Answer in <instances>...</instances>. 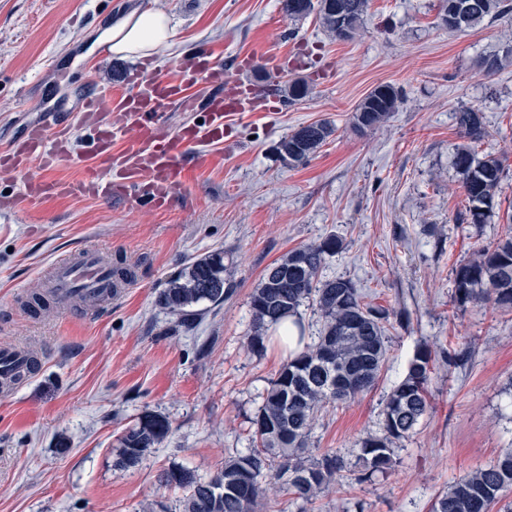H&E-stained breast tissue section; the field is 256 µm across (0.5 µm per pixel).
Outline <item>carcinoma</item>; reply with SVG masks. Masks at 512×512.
I'll return each instance as SVG.
<instances>
[{
    "label": "carcinoma",
    "instance_id": "carcinoma-1",
    "mask_svg": "<svg viewBox=\"0 0 512 512\" xmlns=\"http://www.w3.org/2000/svg\"><path fill=\"white\" fill-rule=\"evenodd\" d=\"M367 6L368 0H283L288 18L314 13L340 40L358 33ZM510 13L508 0H441L439 19L449 30H463ZM400 102L401 93L394 86H376L353 113L354 127L368 130L382 126ZM456 122L469 140L457 146L452 157L466 199L461 216L464 222L479 227L499 206L497 192L504 166L500 158L476 150L486 135L480 109L469 107L457 112ZM333 134L334 128L325 121L302 125L281 138L277 151L288 164H303ZM341 249L342 240L331 234L289 251L262 274L250 297L252 331L247 347L254 353L264 351L269 331L292 318L300 350L287 357L270 381L251 420L250 448L224 459L210 475L183 466L161 474L164 488L183 492L179 512H255L273 481L283 492L311 504L342 477L344 462L332 452L317 461L306 460L312 424L327 405L351 401L375 385L386 361L387 324L392 317L399 324L407 317L370 305L350 279L321 277L326 257ZM227 270L222 249L192 259L168 279L156 303L179 326L193 327L210 310L224 304L230 293L224 276ZM453 274L457 308L484 302L511 309L512 232L480 247L475 257L456 266ZM307 303L322 319L317 335L310 338L300 318V308ZM433 360L426 344L414 351L404 377L385 400L383 433L358 441L360 469L348 474L349 479L361 482L393 468L395 445L410 437L429 412ZM170 432L166 417L143 411L119 439L116 466H138ZM511 488L510 449L490 464L461 476L436 496L431 512H512V504L503 502L504 492Z\"/></svg>",
    "mask_w": 512,
    "mask_h": 512
}]
</instances>
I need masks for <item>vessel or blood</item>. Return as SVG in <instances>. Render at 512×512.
Segmentation results:
<instances>
[{
  "mask_svg": "<svg viewBox=\"0 0 512 512\" xmlns=\"http://www.w3.org/2000/svg\"><path fill=\"white\" fill-rule=\"evenodd\" d=\"M256 62L254 56L242 55L227 70L208 47L200 46L183 56L175 75L136 71L127 75L126 91L84 97L79 112L89 135V162L76 180L46 176L70 160L73 151L59 103L43 102L37 119L0 150V174L25 173L21 197L30 203L50 197H126L148 210L170 208L194 176L193 147L203 141L223 144L233 115L281 108L276 95L248 80ZM200 85L217 89L207 102L203 124L169 129L164 122L167 111L192 106L190 91ZM33 166L40 168V175L28 176ZM45 285L62 308L78 300L92 308L107 307L113 290L120 287L106 256L93 247L53 262ZM35 366L29 352L0 347V394H13Z\"/></svg>",
  "mask_w": 512,
  "mask_h": 512,
  "instance_id": "b4317fda",
  "label": "vessel or blood"
}]
</instances>
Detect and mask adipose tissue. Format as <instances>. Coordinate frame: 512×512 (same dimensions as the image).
<instances>
[{
	"label": "adipose tissue",
	"instance_id": "adipose-tissue-1",
	"mask_svg": "<svg viewBox=\"0 0 512 512\" xmlns=\"http://www.w3.org/2000/svg\"><path fill=\"white\" fill-rule=\"evenodd\" d=\"M174 29L161 11H132L117 18L105 30L102 41L112 54L123 57L150 58L172 47Z\"/></svg>",
	"mask_w": 512,
	"mask_h": 512
}]
</instances>
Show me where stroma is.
<instances>
[{
  "instance_id": "obj_1",
  "label": "stroma",
  "mask_w": 512,
  "mask_h": 512,
  "mask_svg": "<svg viewBox=\"0 0 512 512\" xmlns=\"http://www.w3.org/2000/svg\"><path fill=\"white\" fill-rule=\"evenodd\" d=\"M166 12L174 44L150 59L171 67L192 47L212 49L232 68L251 53L294 54L306 64L258 85L307 84L278 112L231 121L232 145L200 144L216 156L166 211L129 199L46 198L0 209V345L38 355L36 376L0 397V512H179L178 489L160 474L185 466L208 474L250 446V420L287 356L278 342L247 348L250 296L264 270L288 251L338 235L323 277L351 279L368 302L407 311L408 326L387 332V359L375 386L319 413L311 458L333 451L347 468L357 442L381 434L387 395L428 342L435 360L432 408L395 450L387 475L340 478L312 505L271 486L260 512H430L464 473L512 448V309H455L453 270L508 230L494 217L482 230L459 222L461 180L452 155L463 137L455 114L475 107L487 135L481 152L505 160L501 208H512V59L493 76L479 60L512 42V15L463 32L439 22L438 0H369L360 32L339 40L316 15L291 20L282 0H0V145L19 137L43 100L70 108L74 149L54 177L81 173L87 133L75 106L87 86L112 93L140 61L101 56V33L133 9ZM403 100L378 130L356 132L352 115L381 84ZM335 132L306 164L276 151L303 124ZM97 247L128 273L109 308L28 303L44 269L77 247ZM223 249L232 292L195 328L175 325L156 299L191 258ZM468 352L463 364L449 351ZM172 431L133 469L116 467L123 429L142 411Z\"/></svg>"
}]
</instances>
